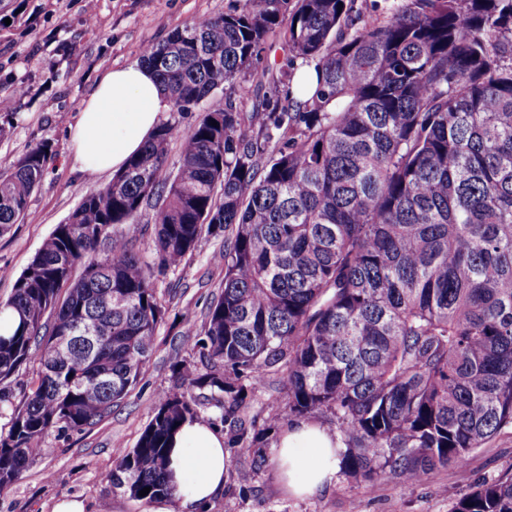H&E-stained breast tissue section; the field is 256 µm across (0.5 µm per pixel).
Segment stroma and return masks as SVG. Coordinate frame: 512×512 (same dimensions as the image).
Wrapping results in <instances>:
<instances>
[{
  "mask_svg": "<svg viewBox=\"0 0 512 512\" xmlns=\"http://www.w3.org/2000/svg\"><path fill=\"white\" fill-rule=\"evenodd\" d=\"M0 102L12 114L8 136L0 138V172L38 144L48 147L44 177L29 198L24 216L0 233V301L57 225L109 175L80 173L70 149L69 129L97 76L139 63L142 49L204 15L224 13L232 0H96L87 20L86 0H1ZM287 64L282 32L271 34L255 69L246 75L250 93L241 109L251 111L269 88V78ZM27 94L14 96L17 84ZM223 235L202 233L196 250L178 268L155 273L153 283L168 310L158 329L155 351L130 395L95 428L55 430L51 455L33 464L0 493V512H52L55 503L74 497L86 512H148L149 502L113 489L107 479L117 460L134 448L148 424L159 392L174 388L175 362L200 364L198 350L185 342L188 329H200L210 304L221 294L224 266L217 255ZM276 375L249 397V435L254 447L225 443L230 465L224 487L206 512H450L475 483L512 471V427L499 431L468 458L466 472L434 471L412 488L387 480L368 488L337 471L333 486L307 497L288 494L277 475L276 430L266 427L275 397Z\"/></svg>",
  "mask_w": 512,
  "mask_h": 512,
  "instance_id": "obj_1",
  "label": "stroma"
}]
</instances>
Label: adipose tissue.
<instances>
[{
  "mask_svg": "<svg viewBox=\"0 0 512 512\" xmlns=\"http://www.w3.org/2000/svg\"><path fill=\"white\" fill-rule=\"evenodd\" d=\"M170 107L147 65L105 72L84 100L70 132L79 170L89 174L122 171ZM339 446L335 435L319 425L300 422L285 428L275 444L280 480L294 495H313L333 481ZM227 465L223 435L205 422H186L169 440L176 494L154 500L150 512H199L223 488Z\"/></svg>",
  "mask_w": 512,
  "mask_h": 512,
  "instance_id": "adipose-tissue-1",
  "label": "adipose tissue"
}]
</instances>
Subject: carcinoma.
Wrapping results in <instances>:
<instances>
[{
    "label": "carcinoma",
    "mask_w": 512,
    "mask_h": 512,
    "mask_svg": "<svg viewBox=\"0 0 512 512\" xmlns=\"http://www.w3.org/2000/svg\"><path fill=\"white\" fill-rule=\"evenodd\" d=\"M353 2L234 0L143 50L175 112L229 92L187 132L161 124L0 302V492L53 452L52 430H90L131 393L166 313L154 270L179 267L205 228L224 233V291L186 334L204 370L173 366L182 390L158 395L113 489L173 497L168 442L197 417L195 391L242 438L268 368V428L329 420L342 469L368 487L462 471L512 427V0H403L384 19ZM284 23L288 57L313 65L316 89L283 96L273 77L246 114L236 79ZM47 155L36 145L0 175V232L24 215ZM145 212L154 268L134 247ZM28 363L37 382L14 405L4 383ZM452 512H512V474Z\"/></svg>",
    "instance_id": "obj_1"
}]
</instances>
